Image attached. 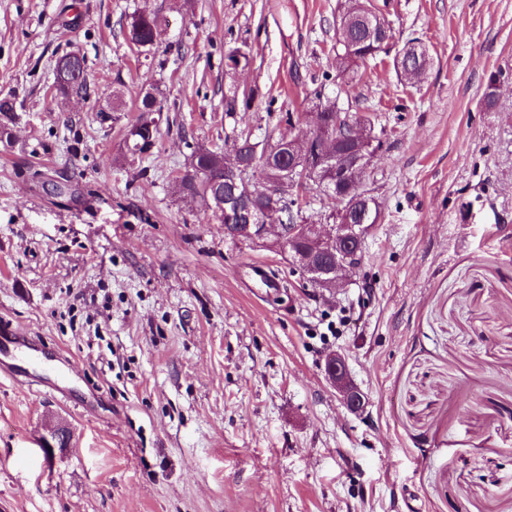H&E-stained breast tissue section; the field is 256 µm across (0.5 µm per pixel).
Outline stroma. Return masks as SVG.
<instances>
[{
  "label": "stroma",
  "mask_w": 512,
  "mask_h": 512,
  "mask_svg": "<svg viewBox=\"0 0 512 512\" xmlns=\"http://www.w3.org/2000/svg\"><path fill=\"white\" fill-rule=\"evenodd\" d=\"M340 2L0 0L17 107L0 115V322L102 400L0 379L6 512H512V0H373L392 39L349 82ZM137 10L169 21L143 57L123 32ZM415 37L432 66L410 84L393 57ZM232 51L250 66L227 70ZM67 53L84 95L53 87ZM318 88L377 113L382 143L363 184L380 218L333 292L272 240L225 237L173 181L194 146L278 139ZM147 91L162 112L141 159L124 134ZM255 260L279 289L248 288ZM336 352L362 413L326 376ZM56 423L71 442L45 449Z\"/></svg>",
  "instance_id": "1"
}]
</instances>
